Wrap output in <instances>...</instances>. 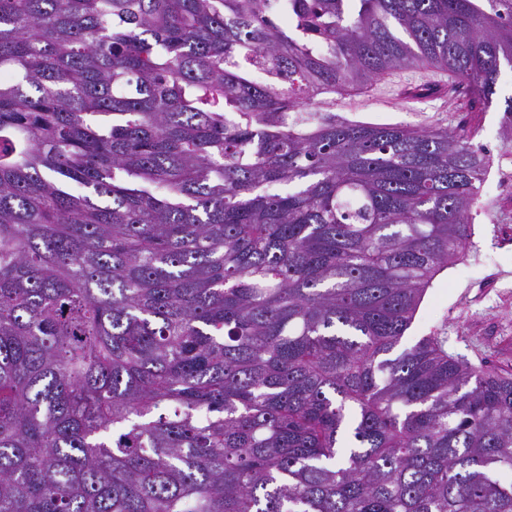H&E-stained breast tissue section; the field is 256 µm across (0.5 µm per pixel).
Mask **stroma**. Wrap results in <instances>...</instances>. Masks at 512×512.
<instances>
[{
    "mask_svg": "<svg viewBox=\"0 0 512 512\" xmlns=\"http://www.w3.org/2000/svg\"><path fill=\"white\" fill-rule=\"evenodd\" d=\"M448 72L434 68L402 70L380 77L367 89L336 99L337 115L365 123L478 126V141L493 164L484 177L483 211L474 213V244L464 263L438 276L422 304L410 338L439 331L449 354L474 365L512 372V152L502 150L501 107L512 96V71H503L492 104L471 111L469 93L448 88ZM427 93L405 108L410 92Z\"/></svg>",
    "mask_w": 512,
    "mask_h": 512,
    "instance_id": "obj_1",
    "label": "stroma"
}]
</instances>
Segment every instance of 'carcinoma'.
Wrapping results in <instances>:
<instances>
[{
  "mask_svg": "<svg viewBox=\"0 0 512 512\" xmlns=\"http://www.w3.org/2000/svg\"><path fill=\"white\" fill-rule=\"evenodd\" d=\"M268 2L0 0V512H512V375L404 342L478 131L322 111L487 108L512 0Z\"/></svg>",
  "mask_w": 512,
  "mask_h": 512,
  "instance_id": "obj_1",
  "label": "carcinoma"
}]
</instances>
